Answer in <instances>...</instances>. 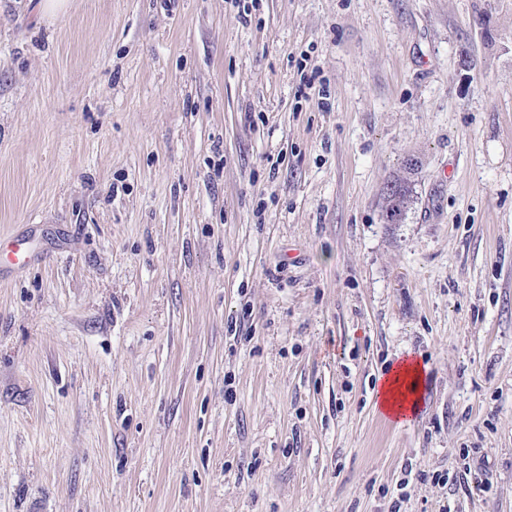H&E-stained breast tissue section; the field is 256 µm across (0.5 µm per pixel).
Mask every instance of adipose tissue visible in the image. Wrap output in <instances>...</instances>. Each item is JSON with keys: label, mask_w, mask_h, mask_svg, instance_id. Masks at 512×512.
I'll list each match as a JSON object with an SVG mask.
<instances>
[{"label": "adipose tissue", "mask_w": 512, "mask_h": 512, "mask_svg": "<svg viewBox=\"0 0 512 512\" xmlns=\"http://www.w3.org/2000/svg\"><path fill=\"white\" fill-rule=\"evenodd\" d=\"M422 368L419 362L404 359L381 377L375 390L380 409L394 418L415 411L421 397Z\"/></svg>", "instance_id": "obj_1"}]
</instances>
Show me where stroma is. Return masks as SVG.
I'll use <instances>...</instances> for the list:
<instances>
[{
    "instance_id": "35a3bbf8",
    "label": "stroma",
    "mask_w": 512,
    "mask_h": 512,
    "mask_svg": "<svg viewBox=\"0 0 512 512\" xmlns=\"http://www.w3.org/2000/svg\"><path fill=\"white\" fill-rule=\"evenodd\" d=\"M39 2L0 0V512H512V0ZM418 170V161H405L402 174H397L390 180L383 191L382 217L384 223L400 224L405 218L406 211L413 201L412 177ZM29 237L23 234L0 237V271L2 262L15 272L25 270L33 260V253L27 248ZM379 380L376 404L385 414L399 419L416 411L422 388V368L418 361L405 358Z\"/></svg>"
}]
</instances>
